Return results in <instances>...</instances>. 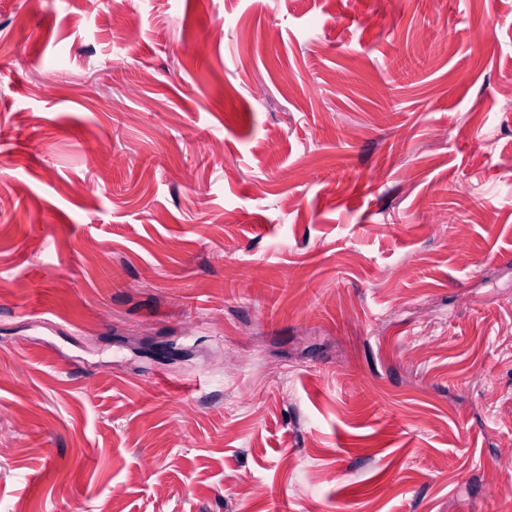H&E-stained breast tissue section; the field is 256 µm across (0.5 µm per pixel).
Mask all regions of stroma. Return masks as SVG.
Returning a JSON list of instances; mask_svg holds the SVG:
<instances>
[{
	"mask_svg": "<svg viewBox=\"0 0 512 512\" xmlns=\"http://www.w3.org/2000/svg\"><path fill=\"white\" fill-rule=\"evenodd\" d=\"M0 196V512H512V0H0Z\"/></svg>",
	"mask_w": 512,
	"mask_h": 512,
	"instance_id": "35a3bbf8",
	"label": "stroma"
}]
</instances>
